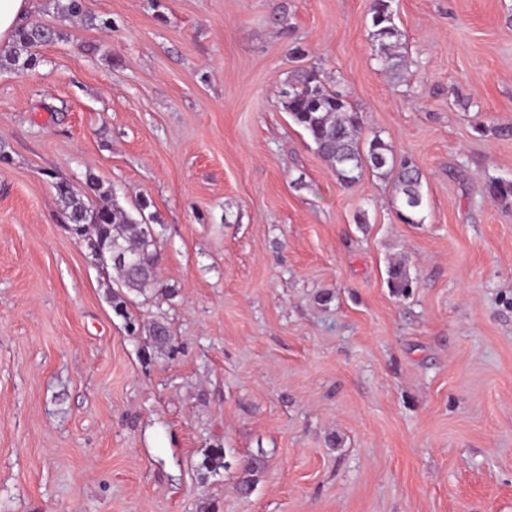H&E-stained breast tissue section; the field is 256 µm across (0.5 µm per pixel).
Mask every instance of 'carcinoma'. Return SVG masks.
Wrapping results in <instances>:
<instances>
[{
  "instance_id": "carcinoma-1",
  "label": "carcinoma",
  "mask_w": 512,
  "mask_h": 512,
  "mask_svg": "<svg viewBox=\"0 0 512 512\" xmlns=\"http://www.w3.org/2000/svg\"><path fill=\"white\" fill-rule=\"evenodd\" d=\"M61 12L66 17H83L87 14L86 0H66ZM370 12V37L377 45L378 61L384 71L401 78L408 70L409 61L402 33L394 22L390 0H371ZM52 35L50 28L37 23L18 28L9 49L0 51V62L16 64L21 61L28 67H36L39 57L34 49L50 40ZM281 103L292 122L306 132L340 185H352L366 169L390 179L399 202V218L406 224L420 223L416 215L423 205V194L418 168L410 161L397 163L391 145L378 135L366 143L361 141V113L353 109L336 85L327 82L316 69H302L285 84ZM55 188L69 223L75 225L74 236L90 235L102 239L112 249L126 255V265H106L102 272H113L116 289L112 290V308L124 318L128 333L135 334L136 325L128 311L127 292L145 294L155 290L160 295H171L157 275L161 257L154 236L145 223L130 212L108 206L105 203L107 192L98 184L95 185L96 201L76 193L66 181L55 182ZM488 194L501 202L511 201L512 182L492 180ZM389 282L391 287L402 292L411 287L407 271L400 264L390 267ZM260 466L261 459L254 456L243 464L239 482L242 493L252 491L253 476Z\"/></svg>"
}]
</instances>
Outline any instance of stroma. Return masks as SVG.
<instances>
[{
  "mask_svg": "<svg viewBox=\"0 0 512 512\" xmlns=\"http://www.w3.org/2000/svg\"><path fill=\"white\" fill-rule=\"evenodd\" d=\"M63 2L0 67V512H512V0H391L402 83L371 0ZM302 67L420 169L421 223L339 185L280 102ZM92 178L147 200L172 290L133 335L53 187ZM370 12V37L377 45L378 61L385 72L401 78L408 70L410 62L404 51L402 33L394 22L390 1L372 0Z\"/></svg>",
  "mask_w": 512,
  "mask_h": 512,
  "instance_id": "1",
  "label": "stroma"
}]
</instances>
